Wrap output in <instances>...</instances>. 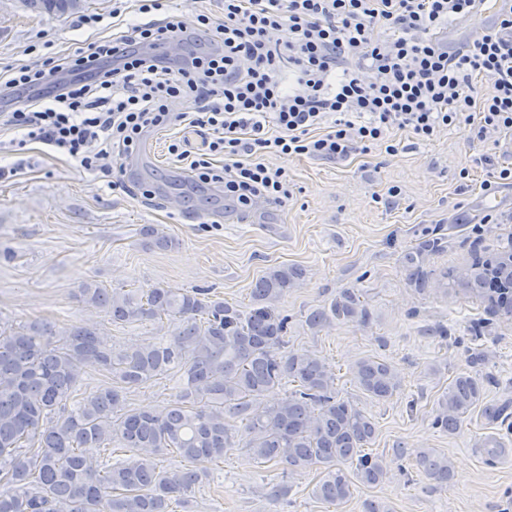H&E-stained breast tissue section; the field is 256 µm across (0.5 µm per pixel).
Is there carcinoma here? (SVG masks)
Returning a JSON list of instances; mask_svg holds the SVG:
<instances>
[{
	"mask_svg": "<svg viewBox=\"0 0 512 512\" xmlns=\"http://www.w3.org/2000/svg\"><path fill=\"white\" fill-rule=\"evenodd\" d=\"M34 10L63 15L81 0H29ZM442 249L427 238L405 256L408 281L427 290L431 272L425 256ZM499 258L473 259L447 270L445 288L479 297L496 315L512 317V242ZM302 270L281 265L268 269L252 288L245 312L208 296L202 288L139 292L82 284L80 302L102 308L112 322L134 324L163 318L174 324L167 339L120 346L99 329L54 331L39 320L0 325V512H173L207 478L206 465L233 448L286 465L288 473L320 469L315 496L330 505L344 503L353 480L367 485L388 474L385 458L368 453L376 423L352 401L339 397L336 375L309 350L288 349V316L275 302L297 287ZM368 309L352 289L311 312L313 329L337 322L365 324ZM94 368L110 382L80 400L81 374ZM186 383L159 411L128 405L135 390L172 372ZM354 383L373 401L384 402L401 388L399 370L378 357H362L350 367ZM282 389L283 395H267ZM499 420L505 406L487 400L485 381L457 375L441 395L434 426L453 434L474 411ZM127 449L98 470L90 455L103 448ZM478 447L491 463L512 453L497 435ZM173 450L182 469L161 470L156 458ZM421 475L448 487L454 470L448 456L423 448L415 458Z\"/></svg>",
	"mask_w": 512,
	"mask_h": 512,
	"instance_id": "1",
	"label": "carcinoma"
}]
</instances>
